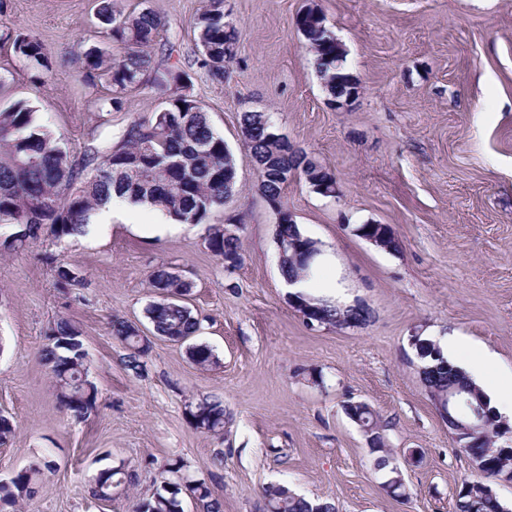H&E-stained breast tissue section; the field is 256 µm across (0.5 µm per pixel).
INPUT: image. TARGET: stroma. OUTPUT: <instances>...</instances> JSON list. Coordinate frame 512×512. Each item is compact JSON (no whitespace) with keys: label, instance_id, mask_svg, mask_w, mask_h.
Segmentation results:
<instances>
[{"label":"stroma","instance_id":"1","mask_svg":"<svg viewBox=\"0 0 512 512\" xmlns=\"http://www.w3.org/2000/svg\"><path fill=\"white\" fill-rule=\"evenodd\" d=\"M147 2L164 32L156 63L187 71L191 94L237 163V190L214 224L234 223L243 261L225 268L206 247L205 225L146 234L138 208L84 240L41 235L0 256V415L16 428L0 445V480L51 460L54 472L17 512H131L168 463L203 479L224 512H263V487L282 484L337 512H454L471 459L439 419L421 381L411 337L441 341L456 330L512 373V0H226L239 32L228 82L196 62L195 16L206 0ZM316 7L346 48L361 87L349 107L331 106L296 27ZM94 0H6L0 27L36 36L50 71L38 74L0 48L9 68L5 102L26 100L73 160L88 147L116 145L135 120L168 96L152 87L127 94L121 110L101 108L111 92L87 84L78 60L104 42ZM268 113L277 130L334 174L338 193L317 194L302 177L282 191L300 231L332 256L347 300L370 310L365 326L309 330L289 306L278 266L279 210L240 136L242 112ZM362 224L390 225L384 251L360 238ZM64 262L86 281L66 295ZM191 283L198 342L214 364L201 368L186 346L153 340L140 375L121 364L113 317L149 330L148 283L160 264ZM82 332L96 404L71 416L40 351L57 319ZM223 401V433L193 429L185 407ZM349 401L394 419L388 444L406 494L387 491L366 437L346 415ZM123 466L135 482L97 500L104 469Z\"/></svg>","mask_w":512,"mask_h":512}]
</instances>
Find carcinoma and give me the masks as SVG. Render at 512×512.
<instances>
[{"mask_svg": "<svg viewBox=\"0 0 512 512\" xmlns=\"http://www.w3.org/2000/svg\"><path fill=\"white\" fill-rule=\"evenodd\" d=\"M96 15L110 42L123 49V55L116 58L109 50L93 44L82 55L86 81L94 84L103 79L112 88V97L104 102L105 106L121 109L123 97L146 82L158 87L172 84L183 92L168 98L150 120L132 121L116 146L91 148L78 162L70 159L53 131L38 121L28 102L17 100L1 107L0 224H39L47 234L62 240L87 226L90 217L114 195L134 207H157L181 224L206 223L236 191L234 155L212 126L208 113L184 92L186 72L155 63L152 49L163 31L162 19L148 7L126 12L115 0H96ZM296 25L313 54L316 73L329 100L343 98L355 79L342 62L343 49L330 40L324 15L309 6L299 13ZM194 29L197 63L212 79L224 82L228 78L224 49H237L239 39L236 27L226 20L224 0H210L209 7L195 17ZM0 43L9 46L17 60L36 69L50 70L43 44L33 35L17 28L1 29ZM270 124L266 112L248 111L240 115L243 141L248 156L259 163L260 190L266 200L283 205L282 189L288 184V176L296 174L317 193H325L323 183L331 178L329 171L322 166L319 179L309 177L314 157L269 137ZM207 231V248L215 257L242 260L237 235L225 234L222 224H211ZM171 271L170 266L162 264L150 273V287L167 297L148 303L145 314L155 336L177 343L196 336L201 321L185 303L191 283L173 277ZM280 271L289 279L301 274L307 278L312 266L305 267L286 258ZM55 275L58 287L67 292L85 287L83 280L71 275L65 263L55 266ZM319 304L322 318L330 323L340 316L361 323L369 318L366 309L343 311L328 299L320 300ZM78 335L80 330L75 324L60 319L49 328L48 343L41 350L64 407L76 419L86 415L88 405L96 398V388L83 379L87 364L79 361L78 353L72 349ZM112 335L127 349L122 358L126 370L141 373L147 348L139 346L135 329L128 321L115 317ZM417 351L425 354L422 376L429 399L457 394L456 404L450 410L454 419L464 421L472 413L471 406L490 403L480 386L443 355L431 357L426 345L419 346ZM188 352L192 362L200 367L214 363L213 351L206 344H191ZM364 407L362 417L371 426L370 442L378 453L375 467L389 469L393 457L387 448V432L393 428V422L369 404ZM187 417L196 429L205 427L214 434L224 430V404L219 400L196 401ZM502 439L500 425L492 422L483 435L468 438L471 446L463 452L492 460L489 478L512 475V448L502 447ZM54 467V462L45 461L0 483V512L31 497L30 488ZM133 482L132 471L119 466L100 472L91 492L98 500L110 501L116 488ZM484 485L483 480L464 481L456 496V512H502L504 504L499 497L490 496ZM262 495L268 512H312L315 506L320 507V512H335L331 502L307 499L280 484L264 487ZM168 497L156 488L140 499L132 512H177L176 503ZM189 497L195 512H222L221 499L204 481H190Z\"/></svg>", "mask_w": 512, "mask_h": 512, "instance_id": "cac0c4a2", "label": "carcinoma"}]
</instances>
